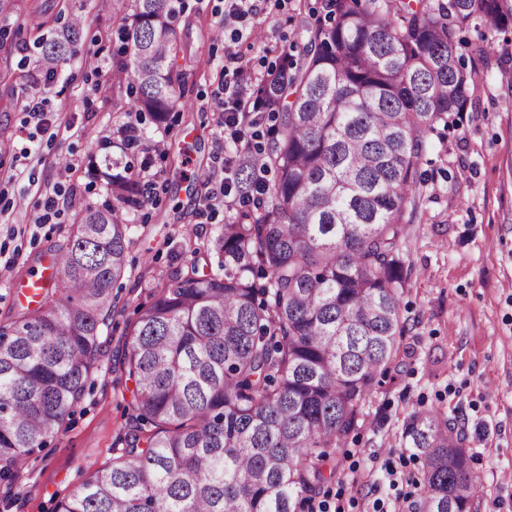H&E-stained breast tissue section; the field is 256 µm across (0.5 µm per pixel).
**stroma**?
<instances>
[{"instance_id": "stroma-1", "label": "stroma", "mask_w": 512, "mask_h": 512, "mask_svg": "<svg viewBox=\"0 0 512 512\" xmlns=\"http://www.w3.org/2000/svg\"><path fill=\"white\" fill-rule=\"evenodd\" d=\"M99 0H18L0 19V322L16 313V288L40 268L46 252L65 241L69 221L40 223V205L70 163L75 194L69 212L106 200L105 181L91 165L110 158L140 168L123 152L121 125L134 121L144 140L162 139L152 155V201L130 232L127 273L112 292L102 353L65 430L34 453L12 483L0 482V512H54L91 464L123 446L131 387L118 359L137 310L154 292V277L192 258L187 231L207 237L230 218L205 211L213 160L224 142L213 92L224 81V0H186L178 20L185 73V107L156 129L149 113L127 118V96L112 93L110 68L118 25ZM315 0H285L256 19L242 52L253 63L275 61L279 49L300 45L297 26ZM83 6L92 22L75 62L45 87L50 103L41 126L23 105L27 64L20 47L32 43L38 21ZM470 39L463 54L472 71L471 111L452 113L425 136L422 199L403 247L408 285L401 309L409 330L391 372L367 397L358 429L337 448L336 478L327 495L343 512H373L387 499L386 461H398L404 420L439 409L457 416L482 465L479 512H512V33L495 36L482 54ZM37 141H30V133Z\"/></svg>"}]
</instances>
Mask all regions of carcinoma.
Wrapping results in <instances>:
<instances>
[{"label":"carcinoma","mask_w":512,"mask_h":512,"mask_svg":"<svg viewBox=\"0 0 512 512\" xmlns=\"http://www.w3.org/2000/svg\"><path fill=\"white\" fill-rule=\"evenodd\" d=\"M288 70L262 88L275 127L233 171L251 199L196 246L214 259L161 274L129 332L134 384L126 448L92 464L55 512H305L336 475L331 450L357 430L366 398L395 361L408 323L402 243L415 213L424 134L471 104L457 47L479 25L512 32V0H320ZM124 57L112 84L125 114L162 125L182 97L175 0H112ZM87 15L35 39L37 93L75 60ZM112 203L72 219L58 279L0 323V481L63 432L84 395L127 270L131 175L106 178ZM457 417L404 421L419 463L416 512H478V455Z\"/></svg>","instance_id":"carcinoma-1"}]
</instances>
